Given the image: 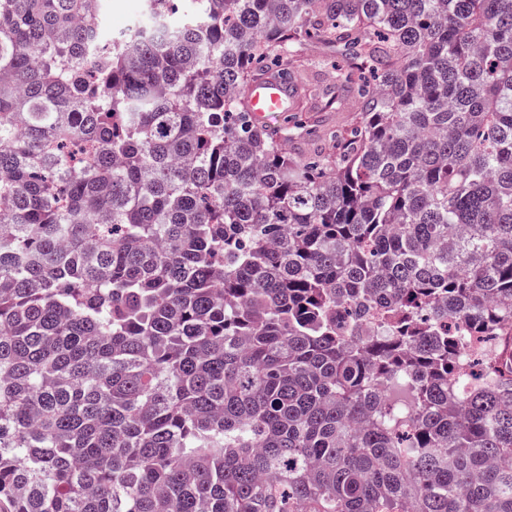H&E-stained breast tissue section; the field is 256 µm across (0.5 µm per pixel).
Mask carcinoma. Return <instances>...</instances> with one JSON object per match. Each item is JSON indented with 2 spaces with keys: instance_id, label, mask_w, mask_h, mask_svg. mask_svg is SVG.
<instances>
[{
  "instance_id": "1",
  "label": "carcinoma",
  "mask_w": 512,
  "mask_h": 512,
  "mask_svg": "<svg viewBox=\"0 0 512 512\" xmlns=\"http://www.w3.org/2000/svg\"><path fill=\"white\" fill-rule=\"evenodd\" d=\"M196 3L0 0V512H512V0ZM141 12L142 0H112L106 23L112 33L125 32L134 26ZM326 51L320 45L303 46L301 56L294 62L298 89L294 99L292 86L282 79L256 81L246 90V107L259 122L265 121L267 112H274L267 116L271 126H288L294 117L303 122L306 130L303 135L285 144L288 155L296 160L315 153L327 158L334 156L336 149L329 138L330 134L347 128L357 113L355 100L336 87L332 69L311 63L317 59L323 60ZM331 97H338V103L333 109H325V103ZM293 100L294 112H288Z\"/></svg>"
}]
</instances>
